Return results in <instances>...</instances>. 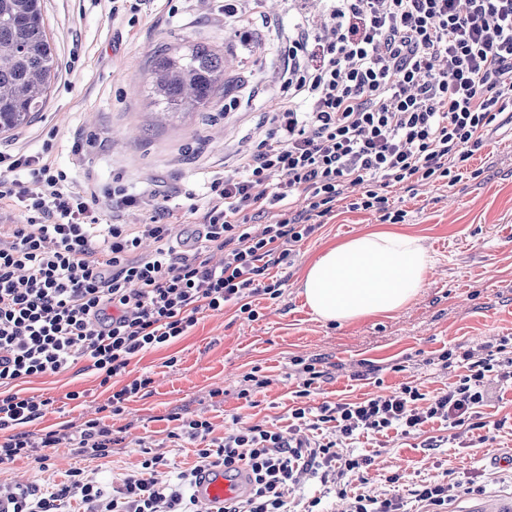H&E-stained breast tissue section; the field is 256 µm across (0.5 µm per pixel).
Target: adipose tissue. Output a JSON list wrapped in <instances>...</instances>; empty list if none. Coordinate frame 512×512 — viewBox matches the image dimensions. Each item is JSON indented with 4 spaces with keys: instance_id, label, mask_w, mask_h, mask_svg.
<instances>
[{
    "instance_id": "obj_1",
    "label": "adipose tissue",
    "mask_w": 512,
    "mask_h": 512,
    "mask_svg": "<svg viewBox=\"0 0 512 512\" xmlns=\"http://www.w3.org/2000/svg\"><path fill=\"white\" fill-rule=\"evenodd\" d=\"M432 268L422 238L379 229L326 246L306 266L301 284L316 317L342 325L405 307Z\"/></svg>"
}]
</instances>
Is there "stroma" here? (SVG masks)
I'll return each mask as SVG.
<instances>
[{
  "mask_svg": "<svg viewBox=\"0 0 512 512\" xmlns=\"http://www.w3.org/2000/svg\"><path fill=\"white\" fill-rule=\"evenodd\" d=\"M128 2L116 13L112 0H42L58 72L43 112L0 134V153H39L52 131L55 168L69 181L93 187L98 209H109L117 180L135 193L155 190L185 206H204L205 177L233 171L237 151L249 146L273 107L287 62L280 36L295 25L296 14L275 0L263 6L249 39L241 41L224 22V0ZM190 43L210 45L229 59L226 97L236 109L162 121L147 71L158 50ZM497 121L466 179L451 187L389 190L391 208L406 213L399 230L422 237L433 260L431 275L407 307L338 325L318 320L306 305L300 279L325 244L381 225L378 216L337 200L333 215L297 247L291 265L270 269L282 294L255 297L257 318L232 306L204 313L188 335L135 359L129 377L147 372L153 383L122 415L106 412L110 391L84 360L22 382L24 394L54 398L57 406L26 423V430L57 432L60 442L48 465L29 457L1 466L0 488L45 493L74 469L117 487L140 472L148 453L164 455L170 468L190 467L195 447L174 438L177 424L169 416L175 412L209 421L217 438L254 424L287 430L294 393L305 380L304 362L322 373L307 399L315 407L406 385L429 397L447 390L463 372L446 364L447 353L512 339V115ZM251 372L268 384L248 402L238 392ZM71 391L80 399L68 400ZM483 412L488 426L480 434L465 427L450 433L434 422L422 436L391 431L343 445V452L372 457L366 483L353 474L348 482L363 493L408 502L418 484L469 473L481 476L486 495L512 496V467L495 462L500 453L512 454V387L491 389ZM98 417L120 431L121 443L105 458L75 454L76 426ZM429 436L436 447H425ZM393 472L402 474L400 483H387Z\"/></svg>",
  "mask_w": 512,
  "mask_h": 512,
  "instance_id": "1",
  "label": "stroma"
}]
</instances>
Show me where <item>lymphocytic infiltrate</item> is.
<instances>
[{
    "label": "lymphocytic infiltrate",
    "mask_w": 512,
    "mask_h": 512,
    "mask_svg": "<svg viewBox=\"0 0 512 512\" xmlns=\"http://www.w3.org/2000/svg\"><path fill=\"white\" fill-rule=\"evenodd\" d=\"M283 40L288 65L276 104L233 172L208 181L191 247L178 240L184 215L166 196L118 182L104 212L93 206L94 190L68 183L46 153L0 155V430L8 432L0 465L47 460L56 445L54 433L24 429L53 410V399L14 392L16 382L86 359L112 391L111 414H123L152 382L144 373L114 387L132 360L186 336L200 313L231 303L252 317L253 296L280 297L266 271L288 262L347 186L363 188L353 210L403 222L386 188L460 182L485 133L512 110V0H326L322 18L300 14ZM130 208L141 210V223L120 222ZM145 239L151 252L140 250ZM215 250L221 263L210 260ZM461 359L464 374L432 399L405 386L333 408L303 402L284 433L255 425L216 439L209 421L174 413L180 437L197 445L196 461L166 486L150 479L167 465L153 455L142 476L110 492L74 470L50 492L17 487L7 497L13 512H66L76 497L86 512H198V472L243 465L247 489L223 512H289L303 473L335 484L345 512H404L399 499L344 484L371 459L337 453L322 432L352 441L416 434L434 421L485 429L488 390L512 382V353L502 342ZM119 442L91 419L75 450L105 458Z\"/></svg>",
    "instance_id": "1"
}]
</instances>
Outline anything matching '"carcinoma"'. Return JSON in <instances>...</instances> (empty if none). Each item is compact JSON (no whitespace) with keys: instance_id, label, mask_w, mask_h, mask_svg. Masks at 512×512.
Here are the masks:
<instances>
[{"instance_id":"cac0c4a2","label":"carcinoma","mask_w":512,"mask_h":512,"mask_svg":"<svg viewBox=\"0 0 512 512\" xmlns=\"http://www.w3.org/2000/svg\"><path fill=\"white\" fill-rule=\"evenodd\" d=\"M57 74L41 0H0V132L32 122L46 106ZM151 86L164 111H207L224 95V55L193 44L163 50L151 70Z\"/></svg>"}]
</instances>
